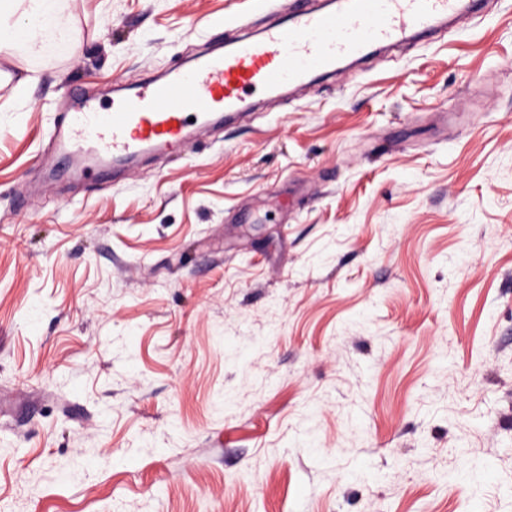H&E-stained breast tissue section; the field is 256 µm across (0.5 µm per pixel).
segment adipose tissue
Masks as SVG:
<instances>
[{
    "mask_svg": "<svg viewBox=\"0 0 512 512\" xmlns=\"http://www.w3.org/2000/svg\"><path fill=\"white\" fill-rule=\"evenodd\" d=\"M67 0H0V50L30 54L47 35L63 34L72 24Z\"/></svg>",
    "mask_w": 512,
    "mask_h": 512,
    "instance_id": "ef3b65f1",
    "label": "adipose tissue"
}]
</instances>
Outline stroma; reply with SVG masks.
<instances>
[{
	"instance_id": "obj_1",
	"label": "stroma",
	"mask_w": 512,
	"mask_h": 512,
	"mask_svg": "<svg viewBox=\"0 0 512 512\" xmlns=\"http://www.w3.org/2000/svg\"><path fill=\"white\" fill-rule=\"evenodd\" d=\"M0 51V512H512V0L126 174L61 94L299 0H68Z\"/></svg>"
}]
</instances>
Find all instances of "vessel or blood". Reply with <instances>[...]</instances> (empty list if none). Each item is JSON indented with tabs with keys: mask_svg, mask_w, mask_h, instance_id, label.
<instances>
[{
	"mask_svg": "<svg viewBox=\"0 0 512 512\" xmlns=\"http://www.w3.org/2000/svg\"><path fill=\"white\" fill-rule=\"evenodd\" d=\"M463 6V0H325L320 7H301L257 34L200 55L191 68L176 66L130 83L108 109L91 97H75L55 124L53 152L75 179L147 155L177 153L192 125L234 121L255 92L335 74L373 47L430 31Z\"/></svg>",
	"mask_w": 512,
	"mask_h": 512,
	"instance_id": "1",
	"label": "vessel or blood"
}]
</instances>
